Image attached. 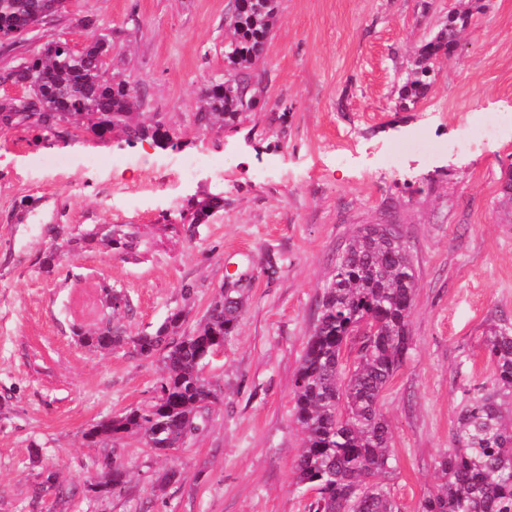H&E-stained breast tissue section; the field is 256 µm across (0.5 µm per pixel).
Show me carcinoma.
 <instances>
[{
    "label": "carcinoma",
    "mask_w": 512,
    "mask_h": 512,
    "mask_svg": "<svg viewBox=\"0 0 512 512\" xmlns=\"http://www.w3.org/2000/svg\"><path fill=\"white\" fill-rule=\"evenodd\" d=\"M53 0H0V38L17 41L56 14ZM277 0H242L228 17L234 38L225 57L232 69L202 92L197 123L209 128L231 126L238 115L256 107L248 69L261 54L271 32ZM470 14L450 12L440 28L418 50L412 78L400 89L401 100L417 103L430 87L433 61L457 49L456 32ZM108 38L99 35L78 59L57 42L14 67L18 80L32 79L28 96L0 101V128L29 125L51 134L71 126L104 136L114 128L127 140L167 145L170 136L160 122H133L137 97L127 92L129 79L107 77L100 60ZM415 297V268L398 225L384 232L360 227L336 260L323 288L312 334L308 337L294 382L295 417L306 433L293 466L299 484L317 491L312 512H401L378 478L390 468L391 429L381 410L383 393L407 356L409 318ZM241 300L220 290L197 327L178 335L183 311L169 314L153 332L127 336L117 324L92 333L75 331L80 343L95 351L129 344L145 357L161 355L164 372L155 396L144 406L103 419L85 432L87 440L108 446L89 489L114 494L124 489L126 466L114 446L126 434L163 451L183 446L198 429L196 419L216 394L202 375L213 347L238 326ZM368 319L374 334L357 340V323ZM355 349L354 368L344 364V349ZM488 354L493 362L491 385L465 404L451 432V448L438 461V483L418 512H512V326L490 328ZM55 488L53 474L36 489L32 512H42L46 493Z\"/></svg>",
    "instance_id": "carcinoma-1"
}]
</instances>
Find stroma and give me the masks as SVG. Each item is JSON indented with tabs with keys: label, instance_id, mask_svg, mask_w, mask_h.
I'll list each match as a JSON object with an SVG mask.
<instances>
[{
	"label": "stroma",
	"instance_id": "1",
	"mask_svg": "<svg viewBox=\"0 0 512 512\" xmlns=\"http://www.w3.org/2000/svg\"><path fill=\"white\" fill-rule=\"evenodd\" d=\"M452 8L471 11L458 50L402 108L417 50ZM232 10L231 0H66L0 47L1 74L48 41L107 35V75L139 80L136 119L162 122L174 141L0 129V512H31L51 472L67 493L48 501L51 512H309L316 492L292 474L305 441L295 373L336 257L363 225H399L415 268L407 358L382 399L395 455L382 481L402 512H417L435 486L458 413L493 370L488 330L512 322V201L502 193L512 0H278L250 69L260 103L235 128L205 130L195 114L225 69ZM470 125L491 133L457 148ZM417 138L428 151L408 150ZM199 153L213 169L178 182L176 158ZM43 155L71 164L45 172ZM89 156L100 167H86ZM212 198L219 207L193 223ZM61 224L78 242L51 262ZM127 233L132 250L105 246ZM229 277L242 313L202 370L217 398L197 431L175 454L124 436L125 492L89 491L103 450L84 432L150 402L163 365L129 346L91 350L77 330L109 319L135 336L181 309L191 332ZM103 280L124 289L131 312L108 308ZM171 469L179 479L164 484Z\"/></svg>",
	"mask_w": 512,
	"mask_h": 512
}]
</instances>
